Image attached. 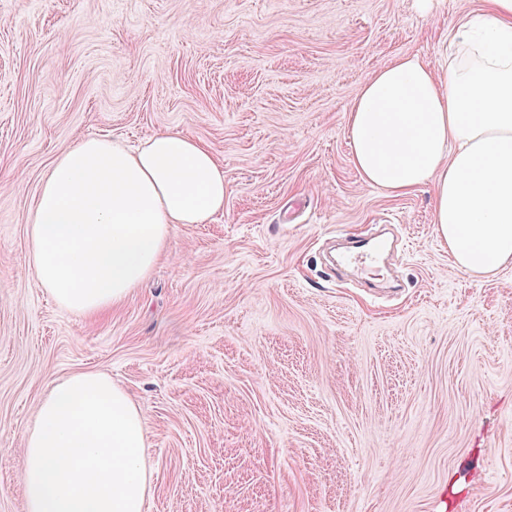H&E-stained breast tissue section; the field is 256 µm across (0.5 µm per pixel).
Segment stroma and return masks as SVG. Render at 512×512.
I'll list each match as a JSON object with an SVG mask.
<instances>
[{"instance_id":"35a3bbf8","label":"stroma","mask_w":512,"mask_h":512,"mask_svg":"<svg viewBox=\"0 0 512 512\" xmlns=\"http://www.w3.org/2000/svg\"><path fill=\"white\" fill-rule=\"evenodd\" d=\"M484 0H0V512L48 386L112 377L145 415V512H512V266L475 279L430 188L362 181L345 114L393 58L436 67ZM181 130L224 211L175 225L107 315L61 308L29 219L75 142ZM386 220L378 298L325 259Z\"/></svg>"}]
</instances>
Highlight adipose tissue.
<instances>
[{
  "mask_svg": "<svg viewBox=\"0 0 512 512\" xmlns=\"http://www.w3.org/2000/svg\"><path fill=\"white\" fill-rule=\"evenodd\" d=\"M451 37L469 62L450 58L441 74L420 54L395 57L353 99L346 133L366 184L432 186L438 238L459 270L487 277L512 265V0H488ZM223 210L224 168L199 139L166 130L132 150L85 139L42 183L32 267L62 308L102 314L148 276L174 225ZM23 440L28 512H144V412L108 375L51 383Z\"/></svg>",
  "mask_w": 512,
  "mask_h": 512,
  "instance_id": "ef3b65f1",
  "label": "adipose tissue"
}]
</instances>
